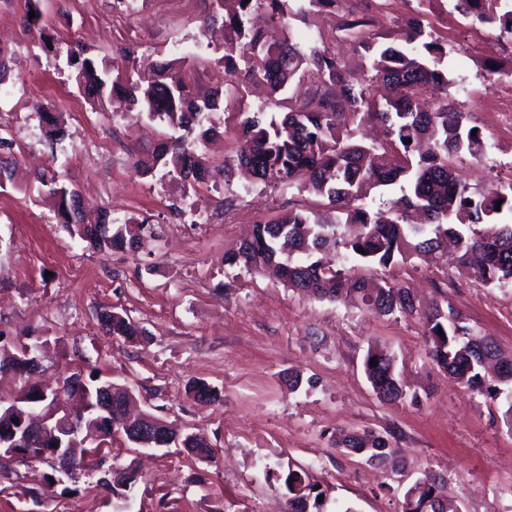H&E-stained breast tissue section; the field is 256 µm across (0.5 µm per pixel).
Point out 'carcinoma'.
Listing matches in <instances>:
<instances>
[{
  "label": "carcinoma",
  "mask_w": 512,
  "mask_h": 512,
  "mask_svg": "<svg viewBox=\"0 0 512 512\" xmlns=\"http://www.w3.org/2000/svg\"><path fill=\"white\" fill-rule=\"evenodd\" d=\"M238 9L227 16L213 12L208 22L224 27V54L215 65L241 84H262L271 94V105L285 109L279 117L266 118L264 108L240 110L239 135L244 147L234 164L224 166V177L241 170L251 187L295 186L326 200L337 212L333 222L317 214L291 209L275 221L254 226L252 234L225 255V265L244 267L254 273L273 271L287 287L317 300L339 302L375 310L384 316L417 312L411 289L396 281L373 280L347 273L346 266L332 263V252L342 259L387 269L424 256L451 267L458 275H475L485 284H512V179L496 181L474 193L456 172V162L466 156L485 157L487 144L481 133H473L462 112L440 105L432 111L418 106L417 92L423 87L448 86L446 52L426 31L423 19L412 17L390 44L364 30L366 22L349 14L338 28L355 35L369 62L368 74L347 73L336 55L325 49L307 50L287 36L296 12L289 0H235ZM453 9L480 23L499 24L512 33V0H454ZM56 58H65L74 82L95 109L137 108L152 121L165 124L152 162L135 163L138 174L147 176L157 166L166 174L208 180V170L197 153L198 144L216 134L205 127L209 114L223 105V90L216 87L204 96L183 76L189 57L160 64L149 77L125 65L98 64L78 44L66 51L43 44ZM317 81L319 109L294 105L288 88L305 76ZM379 122L384 139L365 145L350 140L352 127ZM16 167L13 156L0 157V188L12 182ZM39 182L58 199V219L73 226L81 239L101 249L138 250L157 237L145 218L135 225L124 222L112 235L105 225L86 223V214L74 215L68 201L76 192L55 177L40 174ZM399 187L400 195L385 208L373 209L372 194ZM500 210H495V207ZM427 354L456 383L485 401L506 406L508 429L512 430V359L501 356L493 340L474 336L452 309L436 304L422 312ZM106 334L133 339L144 329L126 314L108 310L100 315ZM36 338L0 348V376L12 368L23 380L26 397L39 403L41 412L52 401L38 396L37 384L28 368L29 349ZM365 376L373 391L388 401L419 400L404 388L395 359L379 344L369 343L363 360ZM83 430L99 432L102 440L122 433L98 422L99 412H79ZM335 445L368 460L384 462L388 442L370 431L336 433ZM190 456L209 459L213 450L206 437L195 434L184 439ZM119 481L111 487L116 497L131 487V466L112 473ZM288 512H310L313 487L303 475L288 470L284 478ZM403 512H459L434 494V486L416 482L405 494Z\"/></svg>",
  "instance_id": "obj_1"
}]
</instances>
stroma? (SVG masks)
Masks as SVG:
<instances>
[{"label":"stroma","mask_w":512,"mask_h":512,"mask_svg":"<svg viewBox=\"0 0 512 512\" xmlns=\"http://www.w3.org/2000/svg\"><path fill=\"white\" fill-rule=\"evenodd\" d=\"M44 30L25 27L28 0H0V45L12 55L0 85V126L13 140L15 179L0 188V332L8 341L47 336L53 344L40 381L64 374L108 377L134 389L143 408L184 432L203 435L213 460L182 449L150 451L124 438L112 442L109 462L133 465L128 499L99 485L90 468L52 485L47 460L24 457L0 467V512H287L283 479L303 469L322 491L320 512H401L416 480L435 482L459 512H512V431L504 408L489 404L435 369L426 356L419 316H383L318 301L273 276L224 265L252 225L291 208L321 211L318 197L294 187H245L222 169L240 145L235 121L241 103L257 110L264 88L240 99L201 44L211 0H40ZM389 38L420 16L447 51L451 83L426 107L446 102L464 112L486 139L498 170H512V98L500 72L512 71V40L453 13L450 0H338L335 7L292 19L301 46L335 53L360 73L362 52L342 36L345 14ZM111 28H103L104 20ZM79 41L104 63L131 52L137 68L192 54L185 77L199 93L224 85L222 110L211 113L217 136L201 147L213 172L208 183L157 171L136 173L151 160L165 130L135 112H99L78 92L69 71L41 49ZM51 107L64 129L50 141L36 112ZM77 190L90 221L151 218L160 233L150 250L101 251L56 218V202L35 181L41 170ZM390 278L413 289L421 308L446 302L473 334L492 337L512 355V285L487 286L420 259L391 266ZM125 313L144 336L103 335L99 313ZM386 346L420 405L379 399L362 361L370 341ZM299 388H291V376ZM203 382L218 397L198 403ZM368 429L392 449L385 466L332 446L339 430Z\"/></svg>","instance_id":"35a3bbf8"}]
</instances>
